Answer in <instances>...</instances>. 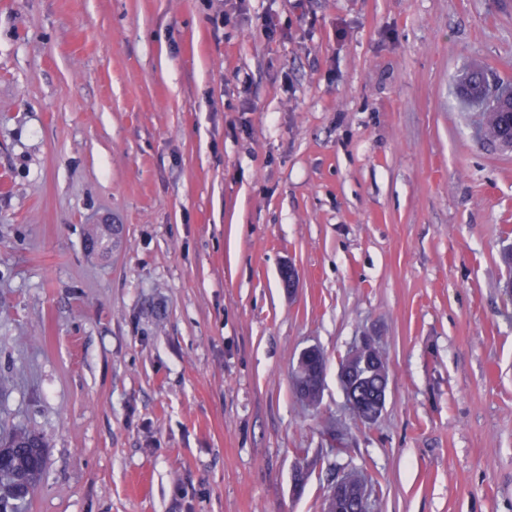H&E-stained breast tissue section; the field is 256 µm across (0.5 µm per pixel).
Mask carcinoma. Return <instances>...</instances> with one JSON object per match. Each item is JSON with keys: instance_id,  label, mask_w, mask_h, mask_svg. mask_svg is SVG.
<instances>
[{"instance_id": "cac0c4a2", "label": "carcinoma", "mask_w": 512, "mask_h": 512, "mask_svg": "<svg viewBox=\"0 0 512 512\" xmlns=\"http://www.w3.org/2000/svg\"><path fill=\"white\" fill-rule=\"evenodd\" d=\"M468 91L482 111L483 136L492 143L504 144L512 136V117L501 110L500 101L483 90V72L472 73ZM354 386L368 411L379 409L375 395V365L371 359H359L350 373ZM45 441L42 437L18 432L0 444V512H24L29 489L42 478L45 468Z\"/></svg>"}]
</instances>
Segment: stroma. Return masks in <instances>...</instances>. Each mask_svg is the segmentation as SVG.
<instances>
[{"instance_id": "35a3bbf8", "label": "stroma", "mask_w": 512, "mask_h": 512, "mask_svg": "<svg viewBox=\"0 0 512 512\" xmlns=\"http://www.w3.org/2000/svg\"><path fill=\"white\" fill-rule=\"evenodd\" d=\"M474 66L512 83V0H0L28 512H322L347 471L370 512H512V150L462 101ZM366 334L370 424L337 378ZM347 488L355 492L357 511L368 512V499L370 489L367 478L358 471H350L336 480L330 490L329 496L332 497L342 489Z\"/></svg>"}]
</instances>
